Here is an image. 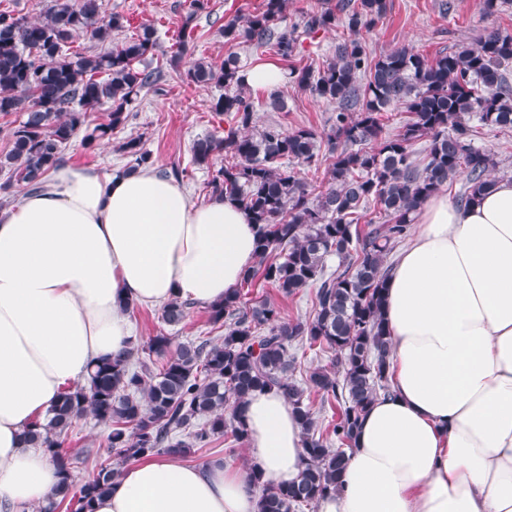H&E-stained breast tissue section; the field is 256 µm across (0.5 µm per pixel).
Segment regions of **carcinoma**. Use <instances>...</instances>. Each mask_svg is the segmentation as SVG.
Wrapping results in <instances>:
<instances>
[{"label":"carcinoma","mask_w":512,"mask_h":512,"mask_svg":"<svg viewBox=\"0 0 512 512\" xmlns=\"http://www.w3.org/2000/svg\"><path fill=\"white\" fill-rule=\"evenodd\" d=\"M286 7L287 0H263L245 20L226 21L224 37L268 47L290 63L297 37L295 27L282 25ZM339 7L349 30L357 32L386 13L387 0H340ZM335 23L331 8L304 17L310 32ZM123 27V16L106 13L104 0H51L44 17L33 22L0 11V113H21L10 132L11 149L0 156V169L11 170L1 194L10 195L16 183L40 189L44 176L63 162L64 147L89 126L88 112L73 104L110 103L108 122L84 137L90 147L123 125L133 96L156 83L159 71L146 66L158 48L151 25L103 55L70 51L76 38L101 41ZM511 67L512 34L494 27L485 28L475 44L431 59L408 47L372 58L358 40H344L323 70L289 68L298 87L336 103V122L323 138L310 127L250 131L255 101L237 58L193 62L192 82L224 88L212 111L234 120L224 136L195 141L192 153L198 164L223 154L232 159L212 171L209 186L212 195L241 204L256 226L259 265L243 282L259 278L285 297L312 286L315 314L286 319L267 300L246 307L236 288L208 309L214 325L227 316L233 320L221 340L177 343L160 331L93 364L83 382L65 388L45 417L23 431L25 444L47 450L59 474L38 512H62L73 500L74 512H92L93 502L120 477L119 467L102 463L72 495V456L63 444L82 417L109 429L108 448L121 463L159 454L184 457L228 433L246 443L242 408L256 391H274L288 401L305 452L304 468L288 484H270L249 472L261 491L260 512L314 508L335 491L363 413L389 391L390 336L382 318L387 257L408 238L425 201L448 181L463 178L464 204L494 182L496 163L472 144L468 121L473 115L487 128L512 127ZM397 104L411 117L397 134L384 136L381 113ZM422 138L428 145L420 162L412 146ZM323 141L332 156L331 178L314 196L292 163L314 162ZM122 150L129 158L124 173L150 164L141 138L126 141ZM369 204L384 215L383 223L360 224ZM331 256L338 264L329 271ZM189 308L188 301H171L162 320L176 327ZM299 342L333 352V368H316L306 383L297 382L293 347Z\"/></svg>","instance_id":"cac0c4a2"}]
</instances>
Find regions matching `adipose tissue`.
<instances>
[{"mask_svg":"<svg viewBox=\"0 0 512 512\" xmlns=\"http://www.w3.org/2000/svg\"><path fill=\"white\" fill-rule=\"evenodd\" d=\"M255 260L242 207L196 204L150 169L61 166L0 211V512L53 493L55 465L22 432L94 360L135 341L128 305L222 303ZM383 319L391 394L368 408L317 512H512V180L466 206L443 193L424 203ZM244 423L247 468L144 459L94 512H259L248 468L291 482L303 436L274 392L247 400Z\"/></svg>","mask_w":512,"mask_h":512,"instance_id":"1","label":"adipose tissue"}]
</instances>
